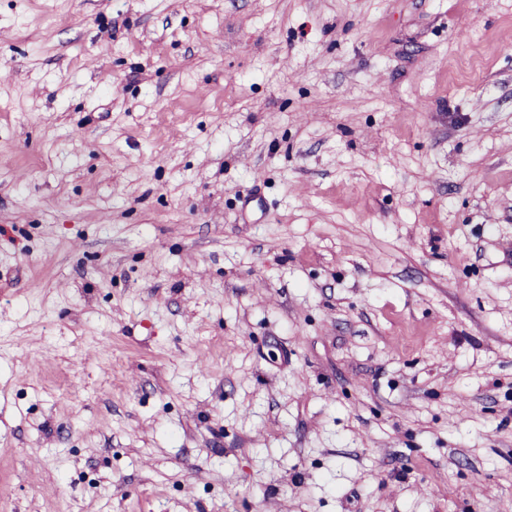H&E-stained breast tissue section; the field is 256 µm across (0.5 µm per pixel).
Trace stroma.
<instances>
[{
  "label": "stroma",
  "instance_id": "35a3bbf8",
  "mask_svg": "<svg viewBox=\"0 0 512 512\" xmlns=\"http://www.w3.org/2000/svg\"><path fill=\"white\" fill-rule=\"evenodd\" d=\"M512 512V0H0V512Z\"/></svg>",
  "mask_w": 512,
  "mask_h": 512
}]
</instances>
